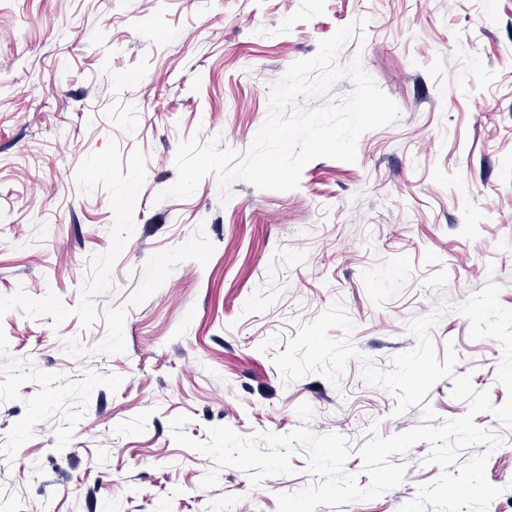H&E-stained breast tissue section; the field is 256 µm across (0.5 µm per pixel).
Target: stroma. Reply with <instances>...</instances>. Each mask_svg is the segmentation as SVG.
Segmentation results:
<instances>
[{
    "label": "stroma",
    "mask_w": 512,
    "mask_h": 512,
    "mask_svg": "<svg viewBox=\"0 0 512 512\" xmlns=\"http://www.w3.org/2000/svg\"><path fill=\"white\" fill-rule=\"evenodd\" d=\"M362 19L338 60L360 59L400 117L365 133L355 162L313 160L286 192L237 181L223 203L210 175L190 197L159 200L180 140L246 150L270 85ZM112 140L147 156L115 291L94 300L101 313L127 306L125 353H96L101 321L56 328L14 310L0 328L9 357L69 380L90 369L124 381L92 391L64 450L56 415L13 459L0 455V512H277L278 494L315 481L301 451L293 474L255 487L225 468L201 488L214 462L174 442L179 415L203 441L217 425L243 436L302 425L341 434L352 449L346 471L368 485L359 449L370 429L388 437L423 417L418 406L395 414V396L363 380L364 361L388 368L416 345L411 318L487 282L512 308V0H0V296L52 292L78 304L114 216L107 192L80 194L75 175ZM199 227L214 246L208 262H181L129 305L147 259ZM338 299L359 357L335 383L285 381L273 355ZM470 331L454 310L430 337L438 358L455 350V375L502 405L503 348ZM72 337L93 356L67 353ZM474 422L503 439L486 468L502 490L489 512H512V429L488 412ZM429 451L422 442L392 455L405 477L382 496L316 512H399L440 474Z\"/></svg>",
    "instance_id": "1"
}]
</instances>
